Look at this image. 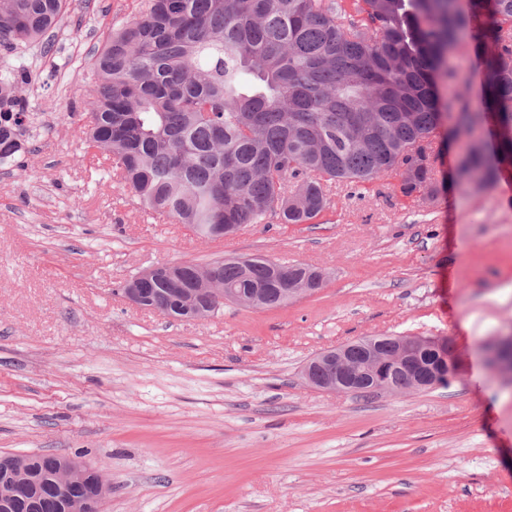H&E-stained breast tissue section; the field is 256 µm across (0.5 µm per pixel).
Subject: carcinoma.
Here are the masks:
<instances>
[{"label":"carcinoma","instance_id":"carcinoma-1","mask_svg":"<svg viewBox=\"0 0 512 512\" xmlns=\"http://www.w3.org/2000/svg\"><path fill=\"white\" fill-rule=\"evenodd\" d=\"M67 0H0V46L16 50L54 31ZM473 46L482 105L472 108L448 57ZM25 64L0 73V162L26 134ZM454 85L448 102L437 80ZM84 157L112 163L159 219L196 227L311 224L332 186L393 177L402 196L431 187L432 134L442 109L466 137L457 177L480 190L512 166V0H142L94 56ZM499 128L497 163L485 128ZM309 266L269 258L220 261V283L259 289L263 306ZM194 260L150 286L195 288Z\"/></svg>","mask_w":512,"mask_h":512}]
</instances>
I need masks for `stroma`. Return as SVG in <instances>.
<instances>
[{
	"instance_id": "stroma-1",
	"label": "stroma",
	"mask_w": 512,
	"mask_h": 512,
	"mask_svg": "<svg viewBox=\"0 0 512 512\" xmlns=\"http://www.w3.org/2000/svg\"><path fill=\"white\" fill-rule=\"evenodd\" d=\"M140 0H69L32 64V131L0 166V455L78 458L112 483L104 512H512V376L481 343L512 334V169L474 193L458 150L436 202L393 178L336 186L312 224L270 218L204 241L145 213L81 154L102 34ZM264 256L321 270L288 305L225 304L207 320L138 309L122 292L167 261ZM437 336L446 386L361 397L309 386L315 354L364 336Z\"/></svg>"
}]
</instances>
